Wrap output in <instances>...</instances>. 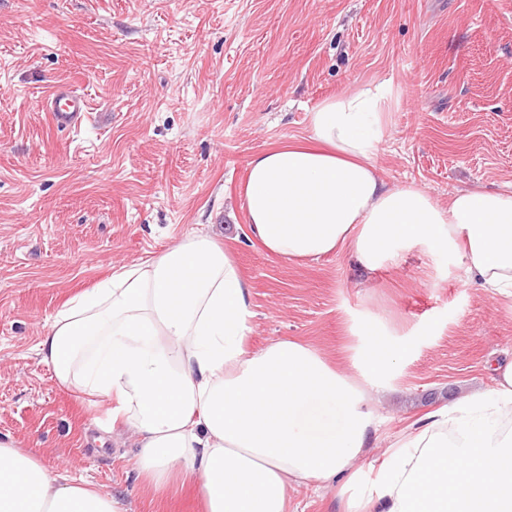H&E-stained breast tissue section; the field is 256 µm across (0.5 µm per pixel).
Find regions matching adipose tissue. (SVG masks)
Listing matches in <instances>:
<instances>
[{"instance_id": "1", "label": "adipose tissue", "mask_w": 512, "mask_h": 512, "mask_svg": "<svg viewBox=\"0 0 512 512\" xmlns=\"http://www.w3.org/2000/svg\"><path fill=\"white\" fill-rule=\"evenodd\" d=\"M386 116L383 97L341 94L309 112V143L253 155L252 235L290 263L345 249L370 272L403 247L447 250L468 281L512 297V190L463 188L443 205L388 185L376 166ZM252 317L235 259L198 232L73 297L37 350L60 386L109 402L144 483L197 477L206 512H288L289 490L336 483L349 512H512V361L494 362L489 390L398 434L368 479L357 468L378 428L368 389L400 346L365 324L355 379L303 342L248 350ZM0 512L122 510L0 440Z\"/></svg>"}]
</instances>
